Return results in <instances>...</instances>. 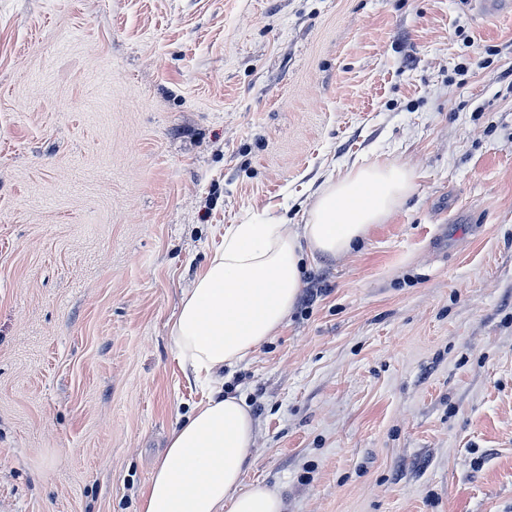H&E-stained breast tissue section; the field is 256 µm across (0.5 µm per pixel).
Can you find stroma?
I'll return each instance as SVG.
<instances>
[{"mask_svg":"<svg viewBox=\"0 0 512 512\" xmlns=\"http://www.w3.org/2000/svg\"><path fill=\"white\" fill-rule=\"evenodd\" d=\"M410 168L224 372L285 512H512V14L0 0V512H136L206 397L169 335L225 227Z\"/></svg>","mask_w":512,"mask_h":512,"instance_id":"stroma-1","label":"stroma"}]
</instances>
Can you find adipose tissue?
I'll use <instances>...</instances> for the list:
<instances>
[{"mask_svg":"<svg viewBox=\"0 0 512 512\" xmlns=\"http://www.w3.org/2000/svg\"><path fill=\"white\" fill-rule=\"evenodd\" d=\"M412 188L405 166L364 162L320 185L297 230L281 223L225 229L170 327L184 373L204 381L208 395L171 429L138 512H283L278 489L243 484L255 419L244 398L225 395L224 370L281 329L302 287L304 257L349 253Z\"/></svg>","mask_w":512,"mask_h":512,"instance_id":"ef3b65f1","label":"adipose tissue"}]
</instances>
